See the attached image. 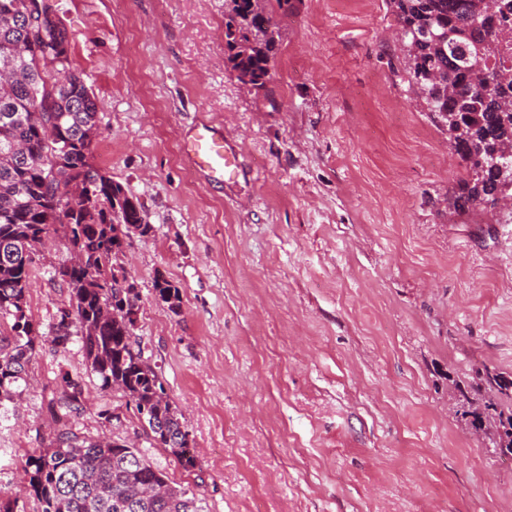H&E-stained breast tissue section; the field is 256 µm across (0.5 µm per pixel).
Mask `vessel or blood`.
I'll use <instances>...</instances> for the list:
<instances>
[{
	"label": "vessel or blood",
	"instance_id": "b4317fda",
	"mask_svg": "<svg viewBox=\"0 0 512 512\" xmlns=\"http://www.w3.org/2000/svg\"><path fill=\"white\" fill-rule=\"evenodd\" d=\"M185 158L214 181L231 183L239 175L238 155L215 127L201 123L184 136Z\"/></svg>",
	"mask_w": 512,
	"mask_h": 512
}]
</instances>
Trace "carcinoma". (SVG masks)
I'll use <instances>...</instances> for the list:
<instances>
[{"label": "carcinoma", "mask_w": 512, "mask_h": 512, "mask_svg": "<svg viewBox=\"0 0 512 512\" xmlns=\"http://www.w3.org/2000/svg\"><path fill=\"white\" fill-rule=\"evenodd\" d=\"M391 0L404 31L414 92L448 128L468 178L449 199L457 211L493 206L502 192L490 159L512 144V0ZM34 0H0V409L21 398L26 367L43 340L26 313L32 261L22 256L63 232L74 262L58 274L69 306L53 326L66 347L73 322L101 387L117 388L150 432L151 445L197 467L189 431L162 376L134 338L141 294L119 263L133 238L154 236L138 198L90 164L100 105L73 64L71 37L56 20L36 35ZM277 24L263 0H228L227 62L239 81L264 89L276 49ZM155 298L177 314L178 286L157 273ZM59 409L79 410L80 377L61 375ZM461 416L476 431L492 425L493 453H512V375L477 368L459 385ZM25 494L36 512H205L194 487L169 481L148 454L124 440L88 438L63 426L56 446L27 459Z\"/></svg>", "instance_id": "carcinoma-1"}]
</instances>
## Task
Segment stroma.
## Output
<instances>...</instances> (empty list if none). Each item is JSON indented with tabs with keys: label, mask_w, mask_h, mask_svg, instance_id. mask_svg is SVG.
Returning <instances> with one entry per match:
<instances>
[{
	"label": "stroma",
	"mask_w": 512,
	"mask_h": 512,
	"mask_svg": "<svg viewBox=\"0 0 512 512\" xmlns=\"http://www.w3.org/2000/svg\"><path fill=\"white\" fill-rule=\"evenodd\" d=\"M47 2L102 105L90 162L155 230L123 258L134 334L198 465L151 447L124 394L100 389L79 325L51 342L73 257L58 240L34 255L43 340L0 418V488L52 446L67 372L85 406L70 425L147 450L207 512H512V460L454 388L483 365L512 373V206L449 210L468 172L411 91L390 0H266L279 41L261 91L226 60L225 0ZM202 122L237 150L236 182L184 160ZM159 272L179 313L154 297Z\"/></svg>",
	"instance_id": "35a3bbf8"
}]
</instances>
